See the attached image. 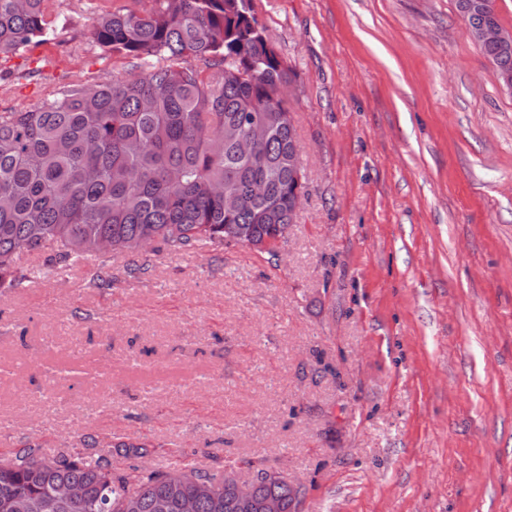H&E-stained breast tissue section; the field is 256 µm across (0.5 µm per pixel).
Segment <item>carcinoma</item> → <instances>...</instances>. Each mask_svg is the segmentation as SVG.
Returning a JSON list of instances; mask_svg holds the SVG:
<instances>
[{"instance_id":"cac0c4a2","label":"carcinoma","mask_w":512,"mask_h":512,"mask_svg":"<svg viewBox=\"0 0 512 512\" xmlns=\"http://www.w3.org/2000/svg\"><path fill=\"white\" fill-rule=\"evenodd\" d=\"M49 0H0V55L49 40ZM139 14L117 9L92 20V35L112 53L140 61L138 76L78 85L25 112H0V287L20 285L23 253L52 248L76 264L147 242L180 251L246 245L269 260L288 235L305 183L288 168L295 152L291 112L279 89L287 72L252 0H154ZM465 25L500 22L495 0ZM494 70L512 71V50L479 46ZM222 65L210 79L193 59ZM268 136L253 153L238 150L250 123ZM262 181L265 196L237 203ZM256 470L244 505L224 478L180 460L170 472L131 479L102 459L47 463L26 451L0 463V512H297L300 491ZM217 484V494L196 483ZM61 487L79 494L60 498Z\"/></svg>"}]
</instances>
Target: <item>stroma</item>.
<instances>
[{
	"mask_svg": "<svg viewBox=\"0 0 512 512\" xmlns=\"http://www.w3.org/2000/svg\"><path fill=\"white\" fill-rule=\"evenodd\" d=\"M152 6L50 0L51 40L0 56V112L139 75L91 23ZM253 6L306 174L278 259L148 249L130 278L120 253L22 255L40 275L0 288V461L185 456L285 474L298 512H512V93L455 0Z\"/></svg>",
	"mask_w": 512,
	"mask_h": 512,
	"instance_id": "35a3bbf8",
	"label": "stroma"
}]
</instances>
